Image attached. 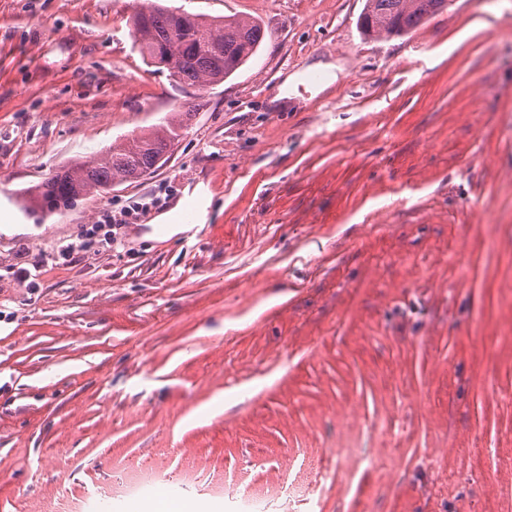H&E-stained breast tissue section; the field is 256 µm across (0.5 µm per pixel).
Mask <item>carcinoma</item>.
Segmentation results:
<instances>
[{
    "label": "carcinoma",
    "instance_id": "carcinoma-1",
    "mask_svg": "<svg viewBox=\"0 0 512 512\" xmlns=\"http://www.w3.org/2000/svg\"><path fill=\"white\" fill-rule=\"evenodd\" d=\"M131 17L135 45L143 60L165 68L178 82L204 88L230 77L249 61L265 38L252 19L220 20L193 14L184 24L176 11L157 0ZM448 6V0H366L359 19L367 36L391 37L415 28ZM182 123L172 119L132 138L127 144L64 166L37 186L45 206L72 204L83 194L104 192L117 182L134 181L154 172L170 152Z\"/></svg>",
    "mask_w": 512,
    "mask_h": 512
}]
</instances>
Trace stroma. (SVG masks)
Returning <instances> with one entry per match:
<instances>
[{
	"mask_svg": "<svg viewBox=\"0 0 512 512\" xmlns=\"http://www.w3.org/2000/svg\"><path fill=\"white\" fill-rule=\"evenodd\" d=\"M164 3L266 38L202 89L143 61L138 0H0V512H125L143 462L218 512V484L512 512V0L380 39L365 0ZM178 114L156 171L41 208L54 171ZM198 185L204 225L157 237ZM144 196L121 244L87 237ZM371 425L386 471L337 466Z\"/></svg>",
	"mask_w": 512,
	"mask_h": 512,
	"instance_id": "obj_1",
	"label": "stroma"
}]
</instances>
